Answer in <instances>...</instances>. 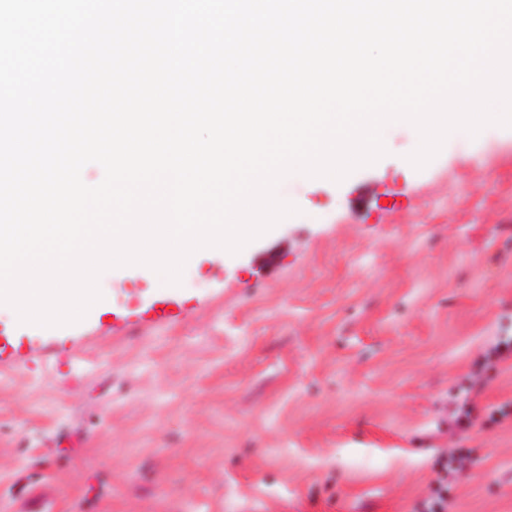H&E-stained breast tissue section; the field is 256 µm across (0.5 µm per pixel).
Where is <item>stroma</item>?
Returning <instances> with one entry per match:
<instances>
[{
	"label": "stroma",
	"instance_id": "35a3bbf8",
	"mask_svg": "<svg viewBox=\"0 0 512 512\" xmlns=\"http://www.w3.org/2000/svg\"><path fill=\"white\" fill-rule=\"evenodd\" d=\"M407 141L299 187L318 221L198 256L180 321H139L157 296L140 268L67 329L1 317L0 512L43 485L58 512H412L451 448L473 459L452 512H512V422L485 421L512 360L474 430H448L484 344L512 335V132L420 170Z\"/></svg>",
	"mask_w": 512,
	"mask_h": 512
}]
</instances>
